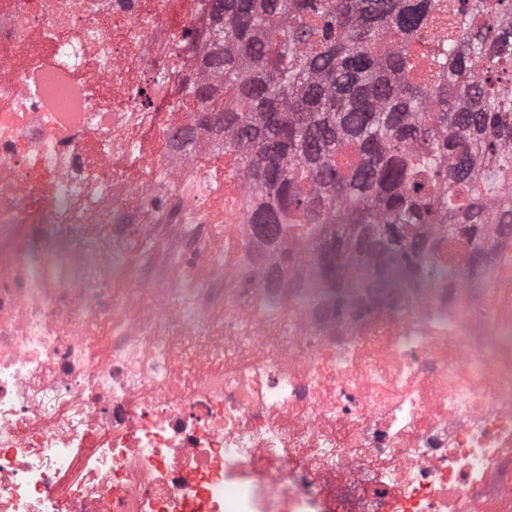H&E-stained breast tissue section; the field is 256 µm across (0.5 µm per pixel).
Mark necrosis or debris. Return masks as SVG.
<instances>
[{
	"mask_svg": "<svg viewBox=\"0 0 512 512\" xmlns=\"http://www.w3.org/2000/svg\"><path fill=\"white\" fill-rule=\"evenodd\" d=\"M211 8L0 0V512H512V237L427 225L422 284L331 313L238 156L210 188ZM149 224L224 231L136 279Z\"/></svg>",
	"mask_w": 512,
	"mask_h": 512,
	"instance_id": "necrosis-or-debris-1",
	"label": "necrosis or debris"
}]
</instances>
